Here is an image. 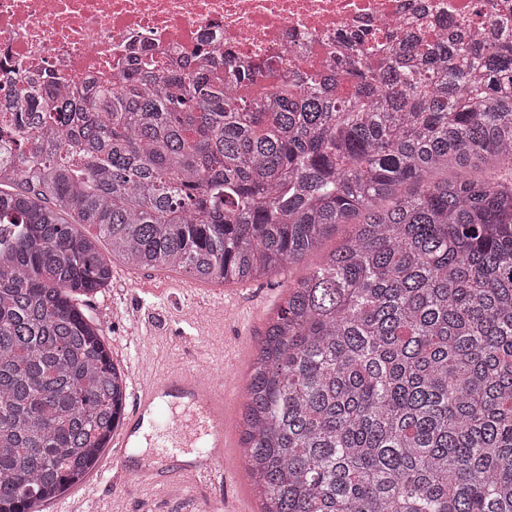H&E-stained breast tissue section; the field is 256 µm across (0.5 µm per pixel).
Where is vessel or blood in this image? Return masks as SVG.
<instances>
[{
	"label": "vessel or blood",
	"instance_id": "obj_1",
	"mask_svg": "<svg viewBox=\"0 0 512 512\" xmlns=\"http://www.w3.org/2000/svg\"><path fill=\"white\" fill-rule=\"evenodd\" d=\"M232 388L224 378H208L178 363L132 376V407L121 430V453L113 466L128 476L168 484L178 478L217 476L224 461V404ZM158 432L162 468L132 465L142 427Z\"/></svg>",
	"mask_w": 512,
	"mask_h": 512
}]
</instances>
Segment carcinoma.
Listing matches in <instances>:
<instances>
[{
  "label": "carcinoma",
  "mask_w": 512,
  "mask_h": 512,
  "mask_svg": "<svg viewBox=\"0 0 512 512\" xmlns=\"http://www.w3.org/2000/svg\"><path fill=\"white\" fill-rule=\"evenodd\" d=\"M344 36L332 71L145 66L0 104V512L110 445L126 398L98 248L246 282L347 237L268 321L239 450L261 512H512V22ZM444 165L456 174L432 180ZM88 226V236L74 226Z\"/></svg>",
  "instance_id": "obj_1"
}]
</instances>
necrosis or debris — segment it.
Listing matches in <instances>:
<instances>
[{
    "label": "necrosis or debris",
    "mask_w": 512,
    "mask_h": 512,
    "mask_svg": "<svg viewBox=\"0 0 512 512\" xmlns=\"http://www.w3.org/2000/svg\"><path fill=\"white\" fill-rule=\"evenodd\" d=\"M445 14L466 35L489 27L480 0H0V75L100 84L148 54L168 65L227 52L314 69L337 32H418Z\"/></svg>",
    "instance_id": "1"
}]
</instances>
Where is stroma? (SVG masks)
I'll list each match as a JSON object with an SVG mask.
<instances>
[{"label": "stroma", "mask_w": 512, "mask_h": 512, "mask_svg": "<svg viewBox=\"0 0 512 512\" xmlns=\"http://www.w3.org/2000/svg\"><path fill=\"white\" fill-rule=\"evenodd\" d=\"M315 260L311 254L280 275L223 283L194 280L179 270L141 269L113 258V274L123 277L124 285H109L82 303L85 313L103 326L112 360L124 375H131L144 354L160 368L171 360H194L204 373L235 377L233 396L225 405L226 476L210 490L233 512H259L261 505L247 483L238 452L245 372L268 318L277 313L289 288L308 274ZM189 309L199 314L206 331L193 341L188 340L181 321ZM111 460V451H104L81 482L44 504L42 512H54L61 502L77 512H205L193 479L164 488L139 479L122 489L110 484Z\"/></svg>", "instance_id": "35a3bbf8"}]
</instances>
